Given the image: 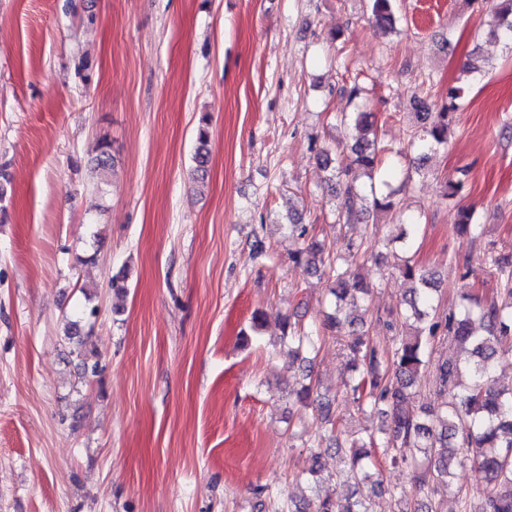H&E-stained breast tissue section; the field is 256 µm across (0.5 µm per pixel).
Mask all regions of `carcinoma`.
Instances as JSON below:
<instances>
[{
    "label": "carcinoma",
    "mask_w": 512,
    "mask_h": 512,
    "mask_svg": "<svg viewBox=\"0 0 512 512\" xmlns=\"http://www.w3.org/2000/svg\"><path fill=\"white\" fill-rule=\"evenodd\" d=\"M368 2L372 22L381 29L395 30L394 0ZM489 35L512 42V0H493ZM465 91L464 83L450 84L447 103L418 113L419 130L407 146L417 154V166L406 170L396 188L382 179L385 158L394 149L378 138L372 113L347 112L337 118L340 124L358 129L360 135L345 152L323 149L317 154L319 164L329 173L335 223H355L370 205L386 213L395 209L394 196L422 174L427 154L448 146L453 110ZM208 125L205 114L197 130L194 162L198 173L205 172L208 164ZM112 161L110 144L100 141L90 165L97 184L106 183ZM455 227L459 234L471 236L480 225L474 211L461 206ZM288 229L308 240L306 249L294 253L292 261L326 275L333 284L331 311L323 314L317 327L309 330L297 321L283 320L282 342L288 345V357L310 380L312 354L320 340L332 336L346 341V396L357 410L384 417L378 434L347 437L330 404L320 406V424L332 434L339 455L336 478L379 485L383 466L406 467L418 496L409 498L403 488L390 490L402 504L400 512H439L444 505L448 512H512V382L504 384L495 375L497 360L512 355V256L490 258L497 277L492 295L463 293L456 310L440 307L441 288L435 272L411 258L399 257L396 269L412 287L396 308L377 315L378 321L396 332L394 345L387 350L367 338L365 315L343 313L345 301L362 300L371 292L369 283L352 267V259L368 255L363 241L347 240L343 255L296 218H289ZM444 343L465 357L435 355L436 345ZM429 376L435 403L424 402L416 409L413 401L422 397ZM472 466L479 467L487 479L476 500L460 483L461 474ZM295 478L314 488L315 498L307 512H372L365 500L342 505L321 493L324 478L315 465Z\"/></svg>",
    "instance_id": "carcinoma-1"
}]
</instances>
